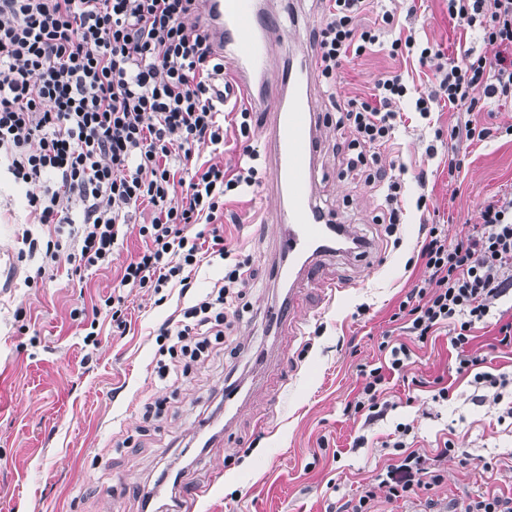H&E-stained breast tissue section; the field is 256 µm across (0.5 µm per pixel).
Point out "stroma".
<instances>
[{
  "label": "stroma",
  "instance_id": "35a3bbf8",
  "mask_svg": "<svg viewBox=\"0 0 512 512\" xmlns=\"http://www.w3.org/2000/svg\"><path fill=\"white\" fill-rule=\"evenodd\" d=\"M287 15L296 8L299 24L273 45L271 68L279 70L322 20L320 0H265ZM446 0H376L357 23L368 26L391 12L417 44H437L455 59L459 43L493 54L478 33H464L447 12ZM388 71L404 72L419 89L430 88L434 71L407 56L387 51L354 58L337 83V96L370 93ZM437 127L448 131L473 120L489 127L512 125V100L489 101L479 112L447 106L433 110ZM382 165L401 163L405 222L397 238L387 237L373 221L376 198L343 174L335 127L317 131L314 202L353 225L377 245L379 259L365 267L339 255L321 272L344 282L333 301H323L316 279L288 293L273 273L283 263L275 246L279 210L271 178L265 113L252 115L250 140L260 152V183L235 195L230 209L240 225L232 229L258 277L239 306L227 348L190 383L172 389L154 371L162 355L158 327L192 297L166 290L164 301L140 289L129 293L126 330L113 325L104 305L118 285L123 267L142 251L136 230L115 247L112 260L71 280L66 270L27 284L40 257L20 259L22 233L39 238L47 230L30 224L24 196L9 177L0 178V273L12 285L0 288V512H163L162 503L181 497L185 487L211 484L199 512H335L351 484L367 481L383 461L382 441L397 423H408L421 446L451 433L470 462L451 458L441 464L444 480L430 496L394 503L379 501L380 512H423L426 498L446 512L449 501H463L486 487L484 461L500 460L496 487L512 492V431L498 425L500 407L472 402L470 378L455 372V352L447 335L415 347V362L405 377L393 379L389 393L397 404L387 418L365 425L344 415L359 387L356 366L378 362L384 332L406 341L391 317L407 292L426 278L417 260L425 224H443L456 233L460 224L478 221L487 198L512 190V136L486 142H460L464 165L448 171V142L434 140L411 109ZM435 154H428V146ZM427 207H416L419 195ZM293 302L300 328L272 327L269 308ZM97 310L100 344L83 339L86 326L73 310ZM443 378L451 386L447 402H435L428 388L410 385L411 377ZM238 389L232 412L224 410V385ZM165 398L170 411L160 429L141 416L144 402ZM365 447H353L358 435ZM128 447L114 448L115 439Z\"/></svg>",
  "mask_w": 512,
  "mask_h": 512
}]
</instances>
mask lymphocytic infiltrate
I'll list each match as a JSON object with an SVG mask.
<instances>
[{"mask_svg":"<svg viewBox=\"0 0 512 512\" xmlns=\"http://www.w3.org/2000/svg\"><path fill=\"white\" fill-rule=\"evenodd\" d=\"M369 2L327 0L324 22L313 33L318 75L327 86L380 43L379 27L355 24ZM448 15L486 45L512 47V0H448ZM404 48L418 49L420 65L434 64L431 89L389 74L368 95L329 99L344 136L346 170L374 192V221L390 235L404 218L403 180L382 165L381 152L402 121V103L411 101L427 120L443 101L473 112L488 100L512 99V58L468 48L460 63L443 66L439 48L416 47L410 35L394 39L389 53ZM223 80L224 59L199 20L196 0H0V169L24 191L34 223L71 225L79 242L78 253L68 257L71 275L106 263L142 207L150 211L138 227L145 248L125 266L121 286L185 294L203 259L224 262L211 291L158 329L170 360L157 373L174 384L223 351L237 303L258 275L224 235L227 194L259 181L249 110L234 117L247 164L230 172L197 154L203 145L224 146ZM423 232L418 258L428 276L393 318L422 344L448 330L457 372L473 377L474 403L500 406L501 419L512 420V404L502 403L512 375L482 371L485 355L468 351L475 330L491 325L499 345H512V320L498 308L512 293V192L484 201L479 223L462 225L456 238L437 224ZM379 349L384 360L358 365L360 389L345 406L369 422L393 409L388 379L411 360L409 346L390 334H383ZM411 431V424L396 425L392 463L337 512H376L378 496L410 498L442 483L440 462L463 456V449L448 437L430 453L409 447Z\"/></svg>","mask_w":512,"mask_h":512,"instance_id":"obj_1","label":"lymphocytic infiltrate"}]
</instances>
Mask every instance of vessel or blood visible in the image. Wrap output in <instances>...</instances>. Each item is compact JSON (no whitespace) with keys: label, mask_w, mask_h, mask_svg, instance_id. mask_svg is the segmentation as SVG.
<instances>
[{"label":"vessel or blood","mask_w":512,"mask_h":512,"mask_svg":"<svg viewBox=\"0 0 512 512\" xmlns=\"http://www.w3.org/2000/svg\"><path fill=\"white\" fill-rule=\"evenodd\" d=\"M198 13L214 31L219 50L235 66L234 80L224 84L225 101L237 99L241 89L249 87L255 110L271 115V168L282 204L278 247L288 256L280 277L306 276L318 258L336 253L340 236L354 240L358 264L371 265L374 252L369 243L355 238L349 226H335L332 217L312 202L313 130L319 117L309 57H302L298 67L281 69L275 79L266 80L268 49L287 32L279 17L260 13L252 0H199Z\"/></svg>","instance_id":"obj_1"}]
</instances>
